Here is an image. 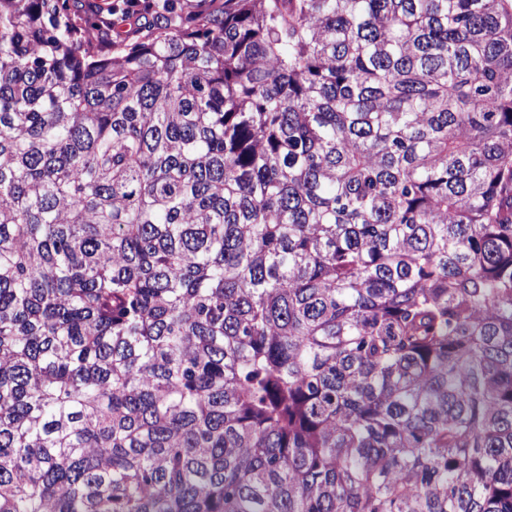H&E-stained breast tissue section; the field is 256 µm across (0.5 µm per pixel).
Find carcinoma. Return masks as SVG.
Wrapping results in <instances>:
<instances>
[{
	"label": "carcinoma",
	"mask_w": 512,
	"mask_h": 512,
	"mask_svg": "<svg viewBox=\"0 0 512 512\" xmlns=\"http://www.w3.org/2000/svg\"><path fill=\"white\" fill-rule=\"evenodd\" d=\"M0 0V512H512V0ZM113 0H82L79 2V6L82 5V9L87 13H96L99 12L100 15L107 16L112 18V39L114 41L119 40H132L136 38L137 32L144 26V23L147 19L143 18L146 15L152 14L155 12L159 5L155 2H165V1H157V0H122L123 2L121 8V15L125 18L131 19H121L120 14L109 15L108 8L112 5ZM94 6V10L92 11L89 5ZM120 11V7L112 5V12ZM140 18L139 20L135 18ZM151 18V15H149Z\"/></svg>",
	"instance_id": "carcinoma-1"
}]
</instances>
